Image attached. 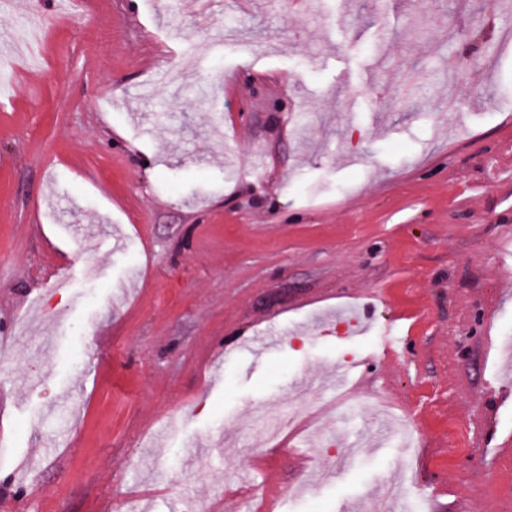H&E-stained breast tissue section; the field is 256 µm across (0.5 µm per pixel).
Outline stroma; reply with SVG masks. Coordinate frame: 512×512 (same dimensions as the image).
Returning a JSON list of instances; mask_svg holds the SVG:
<instances>
[{
	"mask_svg": "<svg viewBox=\"0 0 512 512\" xmlns=\"http://www.w3.org/2000/svg\"><path fill=\"white\" fill-rule=\"evenodd\" d=\"M63 7L0 57V500L340 512L407 467L502 512L512 0H0V36ZM306 390L320 442L260 439Z\"/></svg>",
	"mask_w": 512,
	"mask_h": 512,
	"instance_id": "obj_1",
	"label": "stroma"
}]
</instances>
